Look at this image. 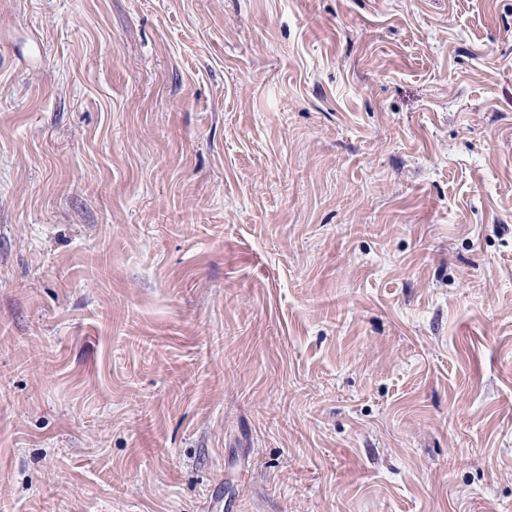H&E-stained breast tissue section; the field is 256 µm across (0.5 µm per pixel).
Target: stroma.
<instances>
[{
    "mask_svg": "<svg viewBox=\"0 0 512 512\" xmlns=\"http://www.w3.org/2000/svg\"><path fill=\"white\" fill-rule=\"evenodd\" d=\"M0 512H512V0H0Z\"/></svg>",
    "mask_w": 512,
    "mask_h": 512,
    "instance_id": "obj_1",
    "label": "stroma"
}]
</instances>
